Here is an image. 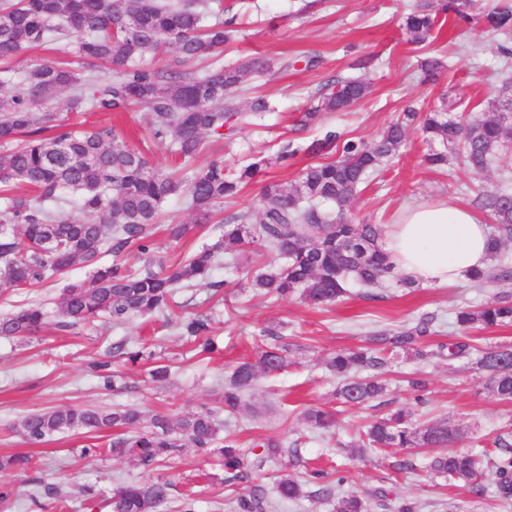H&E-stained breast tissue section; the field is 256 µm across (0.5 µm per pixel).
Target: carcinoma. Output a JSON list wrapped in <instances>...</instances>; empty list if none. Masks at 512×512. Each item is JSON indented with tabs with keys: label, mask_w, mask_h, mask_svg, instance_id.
<instances>
[{
	"label": "carcinoma",
	"mask_w": 512,
	"mask_h": 512,
	"mask_svg": "<svg viewBox=\"0 0 512 512\" xmlns=\"http://www.w3.org/2000/svg\"><path fill=\"white\" fill-rule=\"evenodd\" d=\"M234 5L224 0H0V58L11 60L29 49L62 36L76 34L79 41L69 60L37 62L20 71L11 93L0 95V286L15 289L37 287L54 275H64L76 264L90 268L83 281L68 284L54 315L43 304L28 301L0 318V336H35L54 318L59 330L79 323L90 324L107 315L124 322L171 309L176 288L183 282L207 283L216 255L233 254L250 245L268 251L271 261L255 271L251 287L266 296L284 300L298 292L315 306H327L344 296L354 284L373 288L388 281L391 287L412 291L420 282L399 273L380 249L377 224H348L345 208L360 186L405 139L409 124L418 122L423 133L440 148L426 161L439 168L448 165V151L460 152L472 170H483L498 151L512 142V117L463 120L457 103L425 115L407 112L368 145L341 140L334 131L310 142L304 151L318 157L341 150L338 160L305 168L298 181L285 186H265L257 216L242 212L217 221L216 242L192 251L165 273H131L118 264L103 261L127 247L150 250L153 225L159 223L174 197L184 199L201 220L211 221L215 208L237 196L243 184L260 171L259 159L228 176L221 160L189 175L184 166L206 146V138H224L244 113L233 106L237 94H246V77H259L272 68L263 58L241 66L224 67V46L233 38L235 17L224 13ZM488 23L505 33L512 31V9L487 15ZM436 25L429 13L406 17L405 28L421 43ZM168 51L173 63L159 67L145 62ZM368 86L356 80L328 81L314 111L336 112L363 98ZM68 92L67 112H130L146 109L151 115L152 136L168 142L182 161L175 169L150 165L144 153L124 142L114 128L75 133L59 132L65 119L48 102ZM73 202L86 215L69 213ZM480 205L494 224L490 233L492 258L512 240V193L486 194ZM512 279V265L497 263L472 274V279L494 284ZM436 318L428 314L400 331L372 333L359 349L339 350L326 360L338 379L336 396L344 405L359 406L381 398L386 391L381 375L390 354L404 352L419 358L442 355L444 346L428 349L425 340L435 333ZM455 324L463 331L512 325V301L494 297L476 308L455 312ZM177 335L202 354L215 350L211 327L204 317H181L174 322ZM265 348L258 362L239 363L224 379L220 410L227 419L236 417L244 398L262 374L282 369L286 358L278 337ZM153 356L141 347L119 342L109 360L92 369L104 387L115 386L112 359L132 366ZM478 369L486 374L492 394L512 401V347L482 351ZM304 419L321 432L336 426L335 415L310 409ZM141 414L132 408L112 411L97 407H61L28 414L21 423L25 441L38 446L55 433L82 431L99 434L119 430L107 446L91 444L84 455L103 450L136 460L145 469L174 455L190 443L208 451L223 443L224 481L233 484L248 478V456L236 438L223 434L226 422L217 411L203 408L172 427L165 416H155L150 430L140 427ZM457 431L439 420L427 425L414 420V412L399 409L377 418L359 435L356 456L387 455L398 449L436 448L428 471L439 478L461 482L480 491L484 466L495 468L492 493L502 503L512 502V442L505 435L493 439L495 452H446ZM280 445L265 448L264 457L279 463L272 490L256 489L236 500L233 512H264L277 501L322 497L332 512H371L367 498L344 492V478L336 487L316 491L290 473L292 461L283 458ZM172 484L165 478H147L114 490L111 512H164Z\"/></svg>",
	"instance_id": "cac0c4a2"
}]
</instances>
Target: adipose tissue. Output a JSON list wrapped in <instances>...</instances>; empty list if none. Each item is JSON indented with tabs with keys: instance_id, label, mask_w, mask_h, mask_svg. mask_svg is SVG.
<instances>
[{
	"instance_id": "adipose-tissue-1",
	"label": "adipose tissue",
	"mask_w": 512,
	"mask_h": 512,
	"mask_svg": "<svg viewBox=\"0 0 512 512\" xmlns=\"http://www.w3.org/2000/svg\"><path fill=\"white\" fill-rule=\"evenodd\" d=\"M379 245L400 273L435 286L467 279L491 263L485 224L445 202L406 208L384 225Z\"/></svg>"
}]
</instances>
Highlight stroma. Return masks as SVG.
I'll return each mask as SVG.
<instances>
[{"mask_svg": "<svg viewBox=\"0 0 512 512\" xmlns=\"http://www.w3.org/2000/svg\"><path fill=\"white\" fill-rule=\"evenodd\" d=\"M441 2L250 0L248 13L237 20L239 33L224 53L225 64L237 66L254 57L277 62L288 57L295 65L253 79V86L268 99L270 112L256 124L241 125L224 139L209 142L194 163L195 170L201 171L220 159L232 170L256 156L270 158V165L244 185L236 198L225 202V215L258 211L265 184L291 185L298 180L312 159L301 151L276 163L285 142L302 148L332 128L342 139L370 143L403 113L440 107L446 98L465 99L467 115L493 117L499 101L512 96V33L496 31L484 16L464 23L455 11L440 12ZM420 9L435 12L438 24L427 41L416 44L403 28L402 17ZM430 58L444 64L434 81L425 80L421 71ZM332 78L363 81L368 91L343 110L304 122L314 95ZM102 126L114 127L123 141L146 154L151 165L171 166V146L152 140L148 112L85 115L84 130ZM432 148L419 127H409L399 151L352 199L346 219L353 224H391L402 210L417 203L443 199L473 210L480 193L512 191V144L502 148L478 176L469 173L462 155L453 153L445 171L433 170L425 161ZM166 210L170 220L187 225V234L174 240L164 228H157L152 252L125 251L119 257L123 266L156 272L217 240L216 225L197 223L181 201L170 200ZM267 261L264 251L252 246L238 266L216 267L213 285L180 289L181 315L208 316L214 322L218 349L209 355H196L161 315L120 325L103 317L95 325H80L66 333L50 325L27 339L0 336V458L25 452L33 458L25 472L0 469V483L15 489L12 498L0 501V512H59L54 499L38 494L42 483L63 489L68 498L66 512H104L113 489L149 474L126 457L81 455L88 438L80 432L58 434L41 447L29 448L20 433L26 415L64 406L109 410L129 405L147 419L161 413L178 421L213 405L217 382L239 362L258 361L263 347L260 333L265 329L280 336L286 365L276 374L260 376L249 399L251 408L238 417L234 428L241 448L257 455L262 444L279 441L285 451L294 453L298 478L318 469L327 472L332 484L342 475L344 490L362 495L384 491L389 499L413 501L417 512H455L459 507L466 512H512V506L478 496L464 484L435 482L422 467L423 450L362 460L350 456L346 448L358 438L362 424L410 404L420 423L444 419L457 429L450 451L466 452L488 442L512 424V403L491 395L485 376L471 359L418 360L400 355L390 366L384 403L354 407L340 405L337 381L323 365L329 353L362 345L373 331L412 325L425 314L437 317L439 342L455 341L462 332L452 323L453 309L474 307L496 295L512 298V280L487 285L466 279L447 287L424 283L410 293L353 286L335 304L318 308L297 295L277 301L246 287L247 278ZM87 275V268L79 264L42 287L0 294V315L28 300L55 311L63 288ZM219 282L224 285L220 291L215 288ZM117 342L148 347L153 357L123 366L116 389L108 390L90 365L105 359ZM157 364L170 368L165 383L152 382L148 375ZM410 377L425 384L422 404H414L407 390ZM311 407L338 409L333 434L310 432L303 413ZM404 461L412 462V469L398 470V463ZM154 472L174 484L169 512H178L187 494L195 495L199 512H230L231 502L249 496L254 486L271 487L276 467L265 463L246 481L228 485L220 446L205 453L187 445Z\"/></svg>", "mask_w": 512, "mask_h": 512, "instance_id": "1", "label": "stroma"}]
</instances>
